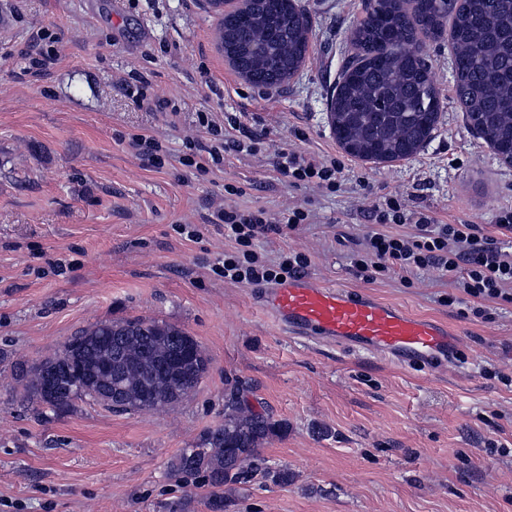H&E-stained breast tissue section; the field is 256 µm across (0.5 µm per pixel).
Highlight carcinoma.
I'll use <instances>...</instances> for the list:
<instances>
[{
	"instance_id": "1",
	"label": "carcinoma",
	"mask_w": 512,
	"mask_h": 512,
	"mask_svg": "<svg viewBox=\"0 0 512 512\" xmlns=\"http://www.w3.org/2000/svg\"><path fill=\"white\" fill-rule=\"evenodd\" d=\"M447 24L465 121L499 154H512V0H370L351 33L354 53L330 97L331 125L347 153L367 162H394L412 156L431 138L440 100L421 45L442 34ZM308 29L298 0H248L246 9L229 14L224 27V42L232 46L229 61L257 86H280L305 59ZM183 334L158 320L104 321L78 331L42 364L67 366L74 373L86 358L101 354L92 337L110 336L112 346L121 348L120 381L127 394L123 411H160L172 407L164 399L167 378L151 369L168 356L169 337ZM207 370L206 360L200 370L188 364L178 370L182 395ZM23 380L26 392L52 410L76 400L109 407L89 391L69 388L58 401L47 400L38 365ZM281 429V423L232 393L224 401V422L204 433L195 447L182 449L171 463L172 473L203 477L214 497L226 486L259 477L286 485L293 474L267 467L261 456L262 445Z\"/></svg>"
}]
</instances>
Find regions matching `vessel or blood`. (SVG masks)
<instances>
[{"label":"vessel or blood","instance_id":"1","mask_svg":"<svg viewBox=\"0 0 512 512\" xmlns=\"http://www.w3.org/2000/svg\"><path fill=\"white\" fill-rule=\"evenodd\" d=\"M258 302L288 335L375 353L401 366L436 369L461 345L459 332L441 320L308 275L262 289Z\"/></svg>","mask_w":512,"mask_h":512}]
</instances>
